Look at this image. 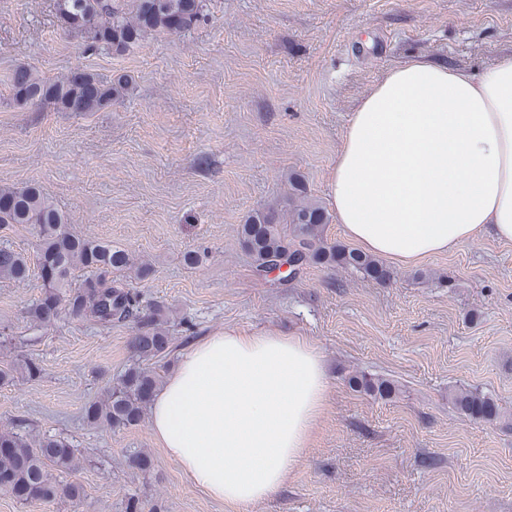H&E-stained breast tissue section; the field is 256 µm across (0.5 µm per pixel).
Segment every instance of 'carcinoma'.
Returning <instances> with one entry per match:
<instances>
[{"label":"carcinoma","mask_w":512,"mask_h":512,"mask_svg":"<svg viewBox=\"0 0 512 512\" xmlns=\"http://www.w3.org/2000/svg\"><path fill=\"white\" fill-rule=\"evenodd\" d=\"M66 2L68 12L76 15L84 27L81 39L85 48L103 45L117 54L147 34L180 33L207 18L204 0H136L130 11L119 0ZM8 81L16 103L37 97L42 100V108L58 112H96L132 84L128 75L111 81L85 72L51 78L25 65L16 67ZM287 181L291 193L286 224H280L278 207L271 206L247 216L239 225L241 245L252 258L255 272L264 269L271 259L287 256L296 259L302 271L311 266L337 267L377 282L391 280L393 272L374 257L342 244L327 243V211L307 196L297 178L289 177ZM8 224H32L39 239L38 271L45 292L29 309L32 321L49 325L64 314L73 321L102 328L133 324L134 362L119 375L103 399L85 405L84 419L90 425H103L114 431L139 425L161 384V375L152 363L168 355L169 317L164 306L144 303L139 291L110 279V275L127 272L145 280L152 268L147 263L134 262L128 251L110 242L72 231L65 215L35 185L0 188V225ZM30 271L27 256L0 248L1 280L22 283ZM42 372L40 362L25 358L10 370L0 372V384L8 383L16 374L34 380ZM348 384L381 396H388L393 390L389 381L363 374L349 378ZM451 402L473 419L497 423L505 418L493 398L474 389L455 390ZM80 463L77 449L63 438H32L13 427L0 428V479L8 480L9 494L20 502L78 500L81 487L57 482L51 471H72Z\"/></svg>","instance_id":"obj_1"}]
</instances>
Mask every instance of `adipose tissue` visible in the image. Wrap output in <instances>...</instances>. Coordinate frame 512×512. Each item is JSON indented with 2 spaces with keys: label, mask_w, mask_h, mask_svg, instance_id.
Returning a JSON list of instances; mask_svg holds the SVG:
<instances>
[{
  "label": "adipose tissue",
  "mask_w": 512,
  "mask_h": 512,
  "mask_svg": "<svg viewBox=\"0 0 512 512\" xmlns=\"http://www.w3.org/2000/svg\"><path fill=\"white\" fill-rule=\"evenodd\" d=\"M331 203L350 241L397 264L477 234L512 241V58L480 72L423 60L388 72L351 118ZM326 389L305 338L220 332L181 358L150 427L193 484L243 512L281 489Z\"/></svg>",
  "instance_id": "obj_1"
}]
</instances>
